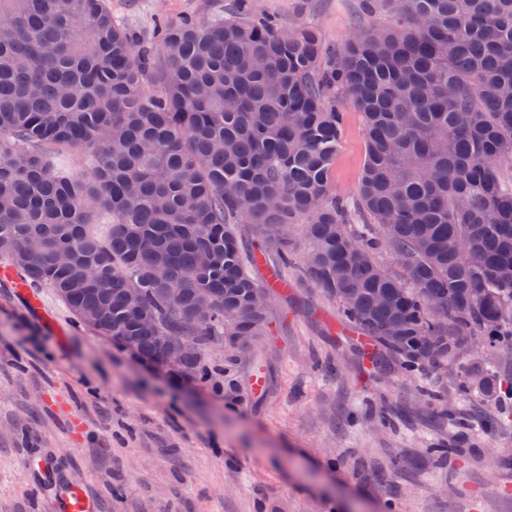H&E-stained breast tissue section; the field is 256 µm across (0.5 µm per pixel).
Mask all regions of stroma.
<instances>
[{
	"label": "stroma",
	"mask_w": 512,
	"mask_h": 512,
	"mask_svg": "<svg viewBox=\"0 0 512 512\" xmlns=\"http://www.w3.org/2000/svg\"><path fill=\"white\" fill-rule=\"evenodd\" d=\"M148 48L155 25L210 18L233 0H111ZM282 28L317 29L326 47L392 21L360 0H253ZM333 188L355 199L366 156L360 112L344 104ZM265 329L244 350L211 347L209 381L143 363L77 323L49 288L33 317L0 284V512H60L59 483L99 512H512V400L462 387L463 368L512 388V354L478 343L415 378L383 375L341 332L335 301L288 271ZM265 389L255 393L253 375ZM431 389L434 399L421 396ZM71 398L82 440L46 414ZM446 444V459L431 449Z\"/></svg>",
	"instance_id": "1"
}]
</instances>
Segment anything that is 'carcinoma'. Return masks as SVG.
Listing matches in <instances>:
<instances>
[{
	"instance_id": "1",
	"label": "carcinoma",
	"mask_w": 512,
	"mask_h": 512,
	"mask_svg": "<svg viewBox=\"0 0 512 512\" xmlns=\"http://www.w3.org/2000/svg\"><path fill=\"white\" fill-rule=\"evenodd\" d=\"M382 1L400 24L328 62L315 29L239 0L234 16L160 24L157 65L107 0H0V258L75 315L102 310L82 323L145 359L186 344L178 368L206 381V344L267 323L236 225H260L291 267L298 224L304 274L374 343L379 372L414 375L476 336L511 353L512 0L364 12ZM345 96L366 131L354 204L331 182ZM66 149L86 173L58 162Z\"/></svg>"
}]
</instances>
